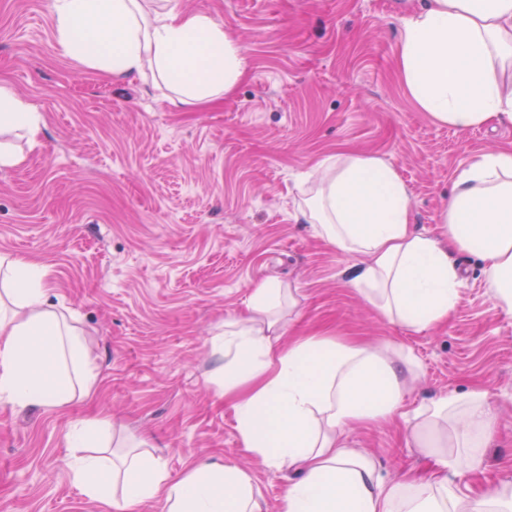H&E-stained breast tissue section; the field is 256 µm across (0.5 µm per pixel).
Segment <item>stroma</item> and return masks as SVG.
Here are the masks:
<instances>
[{
    "label": "stroma",
    "instance_id": "stroma-1",
    "mask_svg": "<svg viewBox=\"0 0 512 512\" xmlns=\"http://www.w3.org/2000/svg\"><path fill=\"white\" fill-rule=\"evenodd\" d=\"M220 18L247 71L224 102L174 112L159 90L66 56L50 0H0V81L42 117L21 166L0 167V252L44 265L75 309L100 385L67 411L0 401V512H99L62 465L67 424L105 416L145 438L171 474L194 459L252 469L269 512L293 470L255 465L211 374L209 339L248 315L258 284L294 290L293 332L409 348L420 377L404 410L478 385L498 433L481 481L512 480V316L482 265L460 257V302L417 332L369 309L342 255L296 217L313 166L373 153L404 181L416 230L434 234L467 157L512 143V127L434 123L397 70L407 0H172ZM392 479L420 464L403 420L347 430Z\"/></svg>",
    "mask_w": 512,
    "mask_h": 512
}]
</instances>
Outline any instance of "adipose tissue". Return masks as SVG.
<instances>
[{
  "label": "adipose tissue",
  "instance_id": "1",
  "mask_svg": "<svg viewBox=\"0 0 512 512\" xmlns=\"http://www.w3.org/2000/svg\"><path fill=\"white\" fill-rule=\"evenodd\" d=\"M62 51L116 78L165 86L171 110L224 99L247 63L223 21L156 0H51ZM397 66L416 107L437 124L465 132L512 127V0H427L401 18ZM41 117L0 82V134L36 145ZM299 206L336 252L361 259L351 280L387 321L421 331L447 322L460 300L454 254L477 257L496 305L512 314V146L472 154L457 175L438 234L416 231L408 190L372 154L339 151L317 164ZM39 264L0 254V400L58 411L100 384L78 313L49 300ZM287 290L253 288L250 314L225 320L212 347L216 381L235 410L242 445L270 470L293 468L281 512H512V481L466 492L494 440L486 391L478 386L416 410L408 428L423 456L400 478H384L373 457L348 447L344 433L399 417L407 377H419L411 350L373 347L328 333L281 345L276 309ZM112 423L69 425L63 460L102 512H135L147 501L163 512H267L252 472L232 463L191 462L172 476L139 439H121L109 459L79 448Z\"/></svg>",
  "mask_w": 512,
  "mask_h": 512
}]
</instances>
